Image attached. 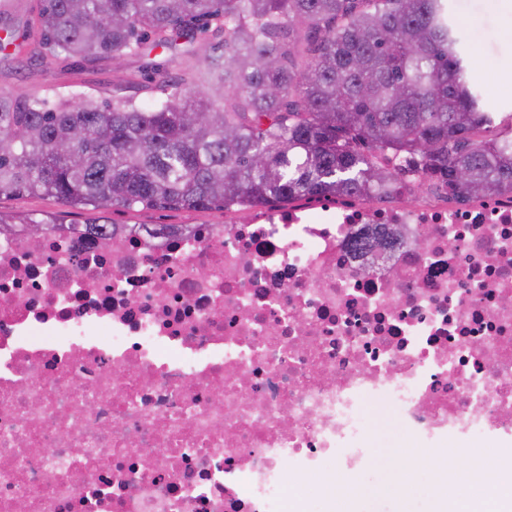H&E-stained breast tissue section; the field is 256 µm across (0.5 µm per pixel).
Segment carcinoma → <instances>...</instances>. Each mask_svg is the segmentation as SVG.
Returning <instances> with one entry per match:
<instances>
[{
  "mask_svg": "<svg viewBox=\"0 0 512 512\" xmlns=\"http://www.w3.org/2000/svg\"><path fill=\"white\" fill-rule=\"evenodd\" d=\"M37 32L72 58L182 41L197 66L148 107L0 93V198L204 211L420 174L462 200L512 188V130L485 136L448 0H42Z\"/></svg>",
  "mask_w": 512,
  "mask_h": 512,
  "instance_id": "obj_1",
  "label": "carcinoma"
}]
</instances>
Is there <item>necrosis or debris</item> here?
I'll return each instance as SVG.
<instances>
[{
	"label": "necrosis or debris",
	"mask_w": 512,
	"mask_h": 512,
	"mask_svg": "<svg viewBox=\"0 0 512 512\" xmlns=\"http://www.w3.org/2000/svg\"><path fill=\"white\" fill-rule=\"evenodd\" d=\"M376 404L421 474L455 450L449 496L512 512V191L0 236V512H326L374 463Z\"/></svg>",
	"instance_id": "1"
}]
</instances>
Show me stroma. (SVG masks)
<instances>
[{"instance_id":"35a3bbf8","label":"stroma","mask_w":512,"mask_h":512,"mask_svg":"<svg viewBox=\"0 0 512 512\" xmlns=\"http://www.w3.org/2000/svg\"><path fill=\"white\" fill-rule=\"evenodd\" d=\"M41 0H0V37L13 34L17 49L0 53V92L8 95H73L101 102L114 93L150 104L144 84L149 78L182 75L190 65L179 52L157 48L129 54L120 61L93 56L75 61L44 56L38 44L36 19ZM450 9L467 31V52L472 77L484 88V100L494 112L512 113V82L502 73L512 68V8L504 0H450ZM0 212L16 217H51L66 224L90 220L112 224H220L224 211L128 210L106 206L87 210L68 206L52 197H15L0 200ZM372 440L377 455L405 448L409 439L390 411L381 406L369 412ZM360 512H432L441 498L434 483L416 482L410 488L396 486L382 464L359 477Z\"/></svg>"}]
</instances>
